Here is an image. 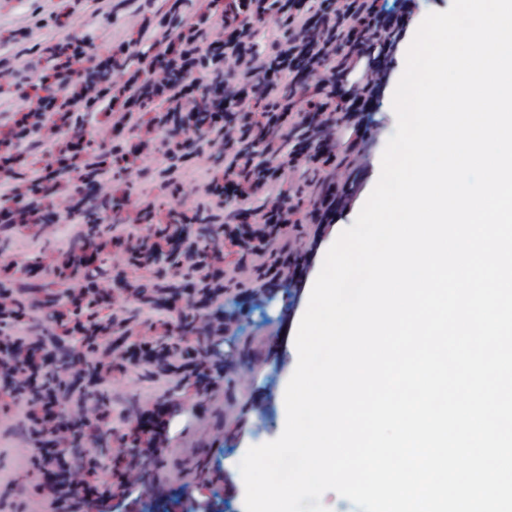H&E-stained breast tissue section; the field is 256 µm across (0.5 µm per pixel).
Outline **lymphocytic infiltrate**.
<instances>
[{
    "mask_svg": "<svg viewBox=\"0 0 512 512\" xmlns=\"http://www.w3.org/2000/svg\"><path fill=\"white\" fill-rule=\"evenodd\" d=\"M415 0L390 11L380 0H203L192 13L171 6L145 21L135 40L113 39L107 58L89 43L55 39L49 62L33 58L28 76L0 56V80L25 93L45 85L0 138V224L25 237L30 226L52 235L71 227L83 254L68 275L53 278L43 299L17 296L33 268L6 262L13 287L0 289V378L34 445L27 461L39 474L38 512H139L146 493L166 512H215V500L168 496L148 476L171 449L201 428L189 399L224 404V379L237 362L238 311L211 317L226 295L252 302L280 294L291 309L313 246L306 224L333 223L357 200L370 165L376 126L373 102L385 91L392 58ZM272 23L273 37L260 29ZM112 133L95 147L87 122ZM224 160L199 173L187 164L192 143ZM42 149L39 170L18 179L30 145ZM165 163L140 184L134 218L122 216L103 183L138 174L137 162ZM194 184L198 200L185 212L156 187ZM96 211L109 226L120 262L102 277L100 249L85 242L77 214ZM150 232L132 231V224ZM210 226L207 235L198 224ZM255 277L243 282L245 270ZM194 285L170 294L145 287L157 271ZM177 315L169 326L167 312ZM67 321L62 334L32 337L37 314ZM71 343L64 359L59 336ZM146 369L153 393L132 415L113 421L107 396L114 372ZM115 439L112 478L87 441Z\"/></svg>",
    "mask_w": 512,
    "mask_h": 512,
    "instance_id": "f902f5d3",
    "label": "lymphocytic infiltrate"
}]
</instances>
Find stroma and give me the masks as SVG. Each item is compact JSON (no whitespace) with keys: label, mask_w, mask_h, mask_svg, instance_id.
<instances>
[{"label":"stroma","mask_w":512,"mask_h":512,"mask_svg":"<svg viewBox=\"0 0 512 512\" xmlns=\"http://www.w3.org/2000/svg\"><path fill=\"white\" fill-rule=\"evenodd\" d=\"M58 0H0V54L11 58L18 73H26L33 56L42 51L47 41L55 36L52 26L39 23L41 8H53ZM155 0H142L140 5L129 4L128 0H111L110 13L101 17L85 11L82 13L74 34L85 38L91 44L93 53L105 55L113 34L135 36L144 16L156 10ZM392 91L385 93L374 103L373 110L383 121V128L376 136L372 165L365 175L358 196L366 201L381 171L382 154L388 138L396 127V115L392 108ZM358 214L357 209L339 213L333 224L327 225L314 248L313 257L305 274V286L301 288L291 312L289 321L281 319V300H273L266 306L246 310L242 336L249 340L253 351L262 352L264 338L279 333L280 340L271 357H263L257 367L241 361L229 371L224 386L228 392H236L239 385H246L249 392L260 399L258 409L247 410V426L237 429L232 415L227 411L210 407L206 402H195L196 411L205 420L203 430L189 436L185 447L167 456V471L176 472L185 466L190 455L200 456L206 465L208 476L214 477V491L223 492V483L217 482L219 473H228L240 478L239 463L252 446L277 438L285 423L284 391L295 366L294 338L299 322L306 310L310 290L329 247L338 235L351 226ZM68 244L67 238L56 240L38 235L31 236L29 246L16 251L14 233L0 227V254L18 253L20 261L41 262L50 259L61 260ZM18 419L0 412V473L13 474L14 484L0 482V512H27V495L38 480L35 470L20 468L18 457L27 448L28 442L18 431Z\"/></svg>","instance_id":"35a3bbf8"}]
</instances>
